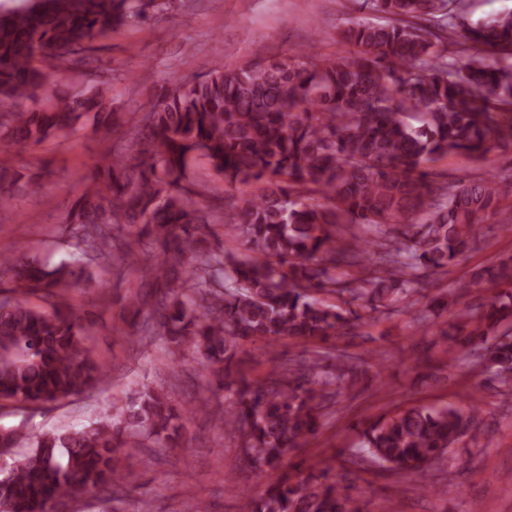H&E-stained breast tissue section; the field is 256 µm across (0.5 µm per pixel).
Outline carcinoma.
I'll list each match as a JSON object with an SVG mask.
<instances>
[{
    "mask_svg": "<svg viewBox=\"0 0 512 512\" xmlns=\"http://www.w3.org/2000/svg\"><path fill=\"white\" fill-rule=\"evenodd\" d=\"M383 24L337 32L345 54L216 65L193 84L165 89L130 144L96 166L60 228L73 253L52 267L19 245L0 254V400L45 408L109 379L86 341L93 322L69 303L71 288L99 287L92 264L144 256L126 297L147 329L177 351L193 350L224 406L177 408L162 389L116 402L82 429L51 434L0 429L11 448L0 468V512H62L86 493L126 495V460L149 438L178 445L181 421L209 413L238 434L251 466L300 451L323 424L330 398L367 373L366 361L327 353L273 370L267 382L236 368L239 342L358 336L366 319L410 292L420 271L445 270L477 242L479 219L512 186L493 178L435 184L427 165L449 155L484 159L512 142V12L468 29L470 62H448L458 0H364ZM136 0H39L0 13V146L26 152L82 127L114 120L101 83L77 89L65 73L94 44L140 17ZM418 121L413 125L409 119ZM205 160L225 187H252L232 225L241 256L211 242L215 217L189 186ZM23 175L0 162V213ZM343 224L358 233L345 240ZM341 266L356 273L336 276ZM506 287L472 309V283L431 300L432 313L462 305L454 335L512 386V258L475 274ZM40 295L46 307L29 305ZM358 309H352V306ZM478 404L409 406L356 426L350 463L404 475L443 464ZM296 468L263 493H243L240 512H353L349 486Z\"/></svg>",
    "mask_w": 512,
    "mask_h": 512,
    "instance_id": "carcinoma-1",
    "label": "carcinoma"
}]
</instances>
